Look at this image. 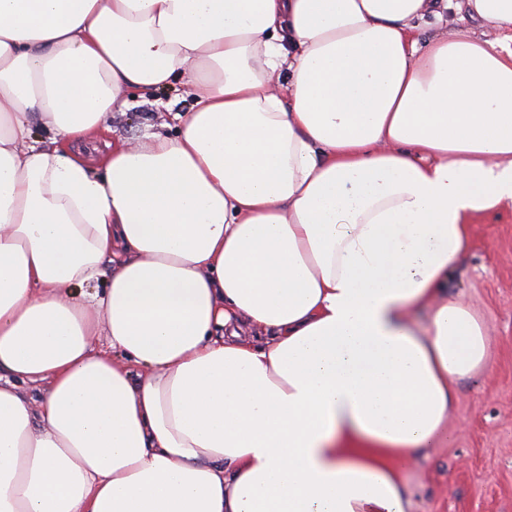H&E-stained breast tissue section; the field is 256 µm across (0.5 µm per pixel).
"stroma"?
<instances>
[{
    "label": "stroma",
    "mask_w": 512,
    "mask_h": 512,
    "mask_svg": "<svg viewBox=\"0 0 512 512\" xmlns=\"http://www.w3.org/2000/svg\"><path fill=\"white\" fill-rule=\"evenodd\" d=\"M192 103L185 86L132 93L101 136L133 144L146 134L174 135V113ZM470 233L448 291L484 318L493 354L485 370L459 381L448 443L409 471L410 512H512V208L481 217Z\"/></svg>",
    "instance_id": "1"
}]
</instances>
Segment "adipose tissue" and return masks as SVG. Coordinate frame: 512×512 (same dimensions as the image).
I'll use <instances>...</instances> for the list:
<instances>
[{
    "instance_id": "obj_1",
    "label": "adipose tissue",
    "mask_w": 512,
    "mask_h": 512,
    "mask_svg": "<svg viewBox=\"0 0 512 512\" xmlns=\"http://www.w3.org/2000/svg\"><path fill=\"white\" fill-rule=\"evenodd\" d=\"M447 4L0 0V512H408L512 207V49L421 37ZM128 103L125 113L109 116L106 126L110 130L100 133L101 140L112 142L119 138L134 144L145 134L173 136L176 131L173 114L189 111L193 100L188 87L178 86L158 94L133 92Z\"/></svg>"
}]
</instances>
